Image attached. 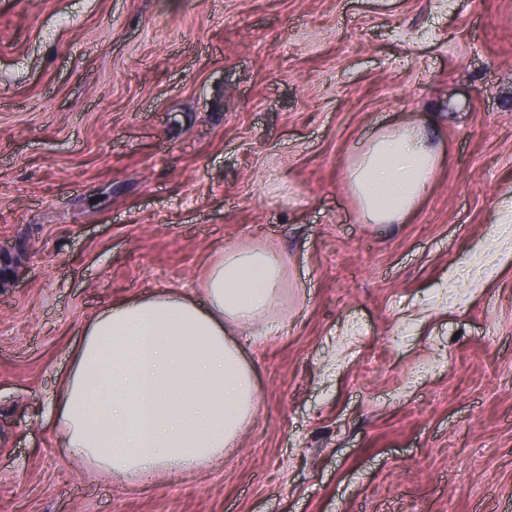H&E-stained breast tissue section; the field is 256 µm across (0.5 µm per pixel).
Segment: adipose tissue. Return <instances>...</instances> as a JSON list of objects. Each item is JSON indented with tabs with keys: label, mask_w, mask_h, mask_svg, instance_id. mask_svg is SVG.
<instances>
[{
	"label": "adipose tissue",
	"mask_w": 512,
	"mask_h": 512,
	"mask_svg": "<svg viewBox=\"0 0 512 512\" xmlns=\"http://www.w3.org/2000/svg\"><path fill=\"white\" fill-rule=\"evenodd\" d=\"M438 163L419 128L379 131L349 170L366 223L404 221ZM287 289L282 259L230 247L209 265L201 300L164 288L95 314L57 395L55 428L72 457L118 481L222 460L257 408L238 337L256 326L265 336L285 332Z\"/></svg>",
	"instance_id": "adipose-tissue-1"
}]
</instances>
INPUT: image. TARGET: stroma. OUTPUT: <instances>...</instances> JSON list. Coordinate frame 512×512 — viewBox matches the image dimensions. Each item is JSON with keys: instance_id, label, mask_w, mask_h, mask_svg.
Masks as SVG:
<instances>
[{"instance_id": "obj_1", "label": "stroma", "mask_w": 512, "mask_h": 512, "mask_svg": "<svg viewBox=\"0 0 512 512\" xmlns=\"http://www.w3.org/2000/svg\"><path fill=\"white\" fill-rule=\"evenodd\" d=\"M413 124L441 163L402 224L349 164ZM512 193V0H0V512H512V270L448 271ZM288 265L236 448L164 482L57 441L86 320Z\"/></svg>"}]
</instances>
